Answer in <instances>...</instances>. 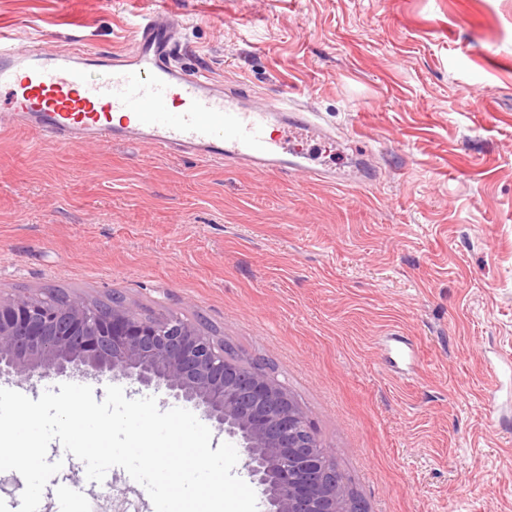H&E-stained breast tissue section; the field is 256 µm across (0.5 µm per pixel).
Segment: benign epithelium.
I'll list each match as a JSON object with an SVG mask.
<instances>
[{
	"label": "benign epithelium",
	"instance_id": "1",
	"mask_svg": "<svg viewBox=\"0 0 512 512\" xmlns=\"http://www.w3.org/2000/svg\"><path fill=\"white\" fill-rule=\"evenodd\" d=\"M93 373L163 389L239 443L264 512H342L346 481L314 455L308 413L268 370L228 355L198 325L39 295L0 297V378Z\"/></svg>",
	"mask_w": 512,
	"mask_h": 512
}]
</instances>
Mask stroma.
Masks as SVG:
<instances>
[{
	"mask_svg": "<svg viewBox=\"0 0 512 512\" xmlns=\"http://www.w3.org/2000/svg\"><path fill=\"white\" fill-rule=\"evenodd\" d=\"M186 63L309 102L379 184L0 128V296L116 294L274 366L368 512H512V0H164ZM149 0H0L25 45H126ZM419 352L386 365L387 339ZM57 481L88 512H154L119 467ZM111 491L104 501L103 491ZM361 147L360 149L355 150V154L358 159V165L355 167V170L352 171L350 177L346 179L347 185L350 186H367L377 180V174L375 170L369 166L364 164V157L371 151H367Z\"/></svg>",
	"mask_w": 512,
	"mask_h": 512,
	"instance_id": "stroma-1",
	"label": "stroma"
}]
</instances>
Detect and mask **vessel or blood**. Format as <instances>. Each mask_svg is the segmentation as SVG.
Masks as SVG:
<instances>
[{
  "label": "vessel or blood",
  "mask_w": 512,
  "mask_h": 512,
  "mask_svg": "<svg viewBox=\"0 0 512 512\" xmlns=\"http://www.w3.org/2000/svg\"><path fill=\"white\" fill-rule=\"evenodd\" d=\"M183 52L160 7L142 14L121 52L64 49L49 40L21 48L0 39V126L26 127L61 148L144 143L164 154L327 179L298 146L326 134L310 104L248 102L242 91L188 70ZM274 116L289 137L270 133Z\"/></svg>",
  "instance_id": "vessel-or-blood-1"
}]
</instances>
